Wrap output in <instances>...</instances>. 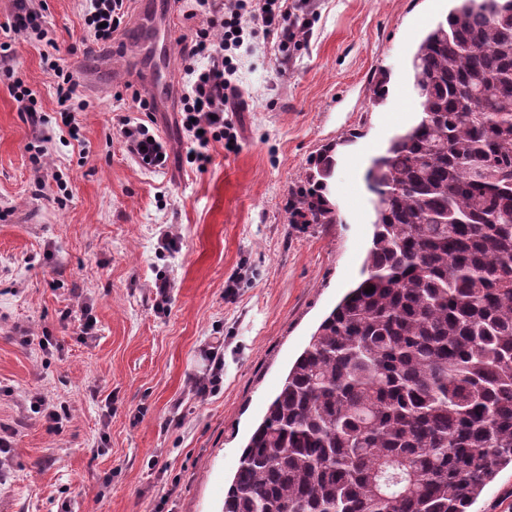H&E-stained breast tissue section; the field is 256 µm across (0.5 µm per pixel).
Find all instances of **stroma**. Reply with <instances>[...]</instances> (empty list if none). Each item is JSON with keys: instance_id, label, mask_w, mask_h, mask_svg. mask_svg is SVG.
Listing matches in <instances>:
<instances>
[{"instance_id": "stroma-1", "label": "stroma", "mask_w": 512, "mask_h": 512, "mask_svg": "<svg viewBox=\"0 0 512 512\" xmlns=\"http://www.w3.org/2000/svg\"><path fill=\"white\" fill-rule=\"evenodd\" d=\"M81 0H43L42 24L62 65L106 77L137 73L141 48L121 28L84 51ZM449 0H309L312 34L281 65L273 43L249 39L238 77L246 111L232 118L238 147L199 146L179 112H140L132 81L86 102L79 139H53L37 176L39 132L0 75V423L14 431L0 461V512H220L243 446L323 318L361 277L374 213L365 172L399 127L413 124L411 56ZM0 0V43L50 121L60 115L44 44L11 30ZM388 94L371 100L374 75ZM148 127L163 168L131 157L120 121ZM334 147L330 224L293 215L298 193ZM177 250L164 248L167 234ZM167 280L158 307L154 286ZM97 320L79 339L83 306ZM224 338V382L206 400L209 336ZM55 340L41 349L40 336ZM68 402L71 418L45 429L29 395ZM180 425H172L173 414ZM471 512H512V466Z\"/></svg>"}]
</instances>
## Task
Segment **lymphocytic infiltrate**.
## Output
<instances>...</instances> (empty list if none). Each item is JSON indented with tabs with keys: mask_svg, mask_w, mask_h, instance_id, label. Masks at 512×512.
<instances>
[{
	"mask_svg": "<svg viewBox=\"0 0 512 512\" xmlns=\"http://www.w3.org/2000/svg\"><path fill=\"white\" fill-rule=\"evenodd\" d=\"M202 23L182 50L184 71L180 113L186 132L194 134L199 145L224 141L233 148L237 132L230 115L243 111L237 73L236 49L243 42V31L261 25L272 35L280 57L305 43L312 30V20L298 0H195ZM127 0H84L83 18L86 40L108 45L113 34L124 24ZM47 73L53 76L61 123L73 128L75 113L84 103L76 94L75 83L51 53H43ZM121 137L128 152L148 166L161 167L167 155L161 144L143 124L123 123Z\"/></svg>",
	"mask_w": 512,
	"mask_h": 512,
	"instance_id": "obj_1",
	"label": "lymphocytic infiltrate"
}]
</instances>
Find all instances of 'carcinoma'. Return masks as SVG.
Returning a JSON list of instances; mask_svg holds the SVG:
<instances>
[{"mask_svg":"<svg viewBox=\"0 0 512 512\" xmlns=\"http://www.w3.org/2000/svg\"><path fill=\"white\" fill-rule=\"evenodd\" d=\"M453 2L413 55L419 119L367 171L362 279L288 371L222 512H468L512 464V0ZM325 189L300 195L316 224Z\"/></svg>","mask_w":512,"mask_h":512,"instance_id":"obj_1","label":"carcinoma"}]
</instances>
